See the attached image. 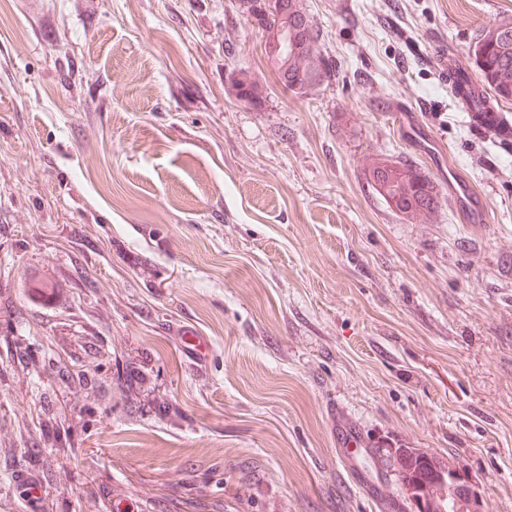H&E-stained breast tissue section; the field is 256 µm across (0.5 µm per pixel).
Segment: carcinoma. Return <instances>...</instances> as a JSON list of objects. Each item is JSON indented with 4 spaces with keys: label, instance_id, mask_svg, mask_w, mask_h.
Segmentation results:
<instances>
[{
    "label": "carcinoma",
    "instance_id": "carcinoma-1",
    "mask_svg": "<svg viewBox=\"0 0 512 512\" xmlns=\"http://www.w3.org/2000/svg\"><path fill=\"white\" fill-rule=\"evenodd\" d=\"M288 17L296 46L282 64V81L288 88L301 89L326 74L327 65L317 55L318 34L297 0L288 4ZM470 50L481 86L495 98L512 102V23L498 24L493 33L482 31ZM369 180L379 195L403 214H423L437 205L433 183L416 168L383 160L369 170ZM374 454L382 469L398 473L403 485L433 489L436 497L431 499L432 512H448V497L443 491L448 487V472L454 467L412 448H376Z\"/></svg>",
    "mask_w": 512,
    "mask_h": 512
}]
</instances>
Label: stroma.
<instances>
[{
  "label": "stroma",
  "instance_id": "1",
  "mask_svg": "<svg viewBox=\"0 0 512 512\" xmlns=\"http://www.w3.org/2000/svg\"><path fill=\"white\" fill-rule=\"evenodd\" d=\"M299 6L333 70L289 90L241 0H0V512H411L346 432L512 512V145L448 83L512 0ZM369 180L379 195L403 214L431 212L437 205L433 183L417 168L383 160L369 170ZM448 183L451 184L453 206L458 211L465 224H482L485 221L486 205L482 198L476 196L471 187L462 181L453 183L448 176Z\"/></svg>",
  "mask_w": 512,
  "mask_h": 512
}]
</instances>
